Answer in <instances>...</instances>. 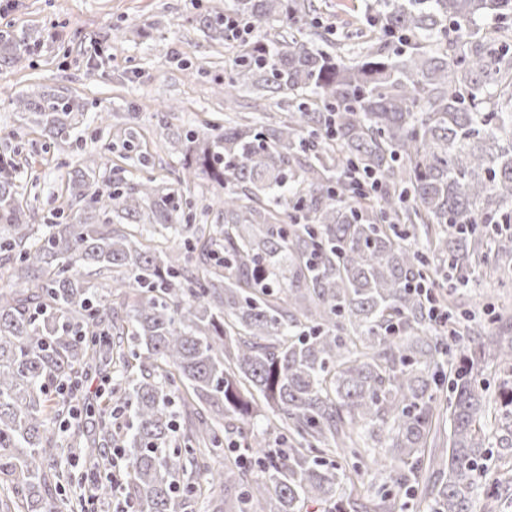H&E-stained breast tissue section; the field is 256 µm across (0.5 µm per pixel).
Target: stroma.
I'll return each instance as SVG.
<instances>
[{
    "label": "stroma",
    "mask_w": 512,
    "mask_h": 512,
    "mask_svg": "<svg viewBox=\"0 0 512 512\" xmlns=\"http://www.w3.org/2000/svg\"><path fill=\"white\" fill-rule=\"evenodd\" d=\"M231 0H0V31L27 48L0 67V156L15 160L38 223L77 221L69 172L89 154L108 157L105 184L128 189L142 177L174 178L180 157L169 130L205 131L224 122L216 93L232 65V48L212 40L198 18ZM67 88L86 120L61 146L23 125L16 95ZM461 309L490 321L512 312V292L478 274L458 294Z\"/></svg>",
    "instance_id": "obj_1"
}]
</instances>
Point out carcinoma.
Segmentation results:
<instances>
[{
  "label": "carcinoma",
  "instance_id": "cac0c4a2",
  "mask_svg": "<svg viewBox=\"0 0 512 512\" xmlns=\"http://www.w3.org/2000/svg\"><path fill=\"white\" fill-rule=\"evenodd\" d=\"M378 2L333 55L312 40L325 38L314 0H235L260 37L220 91L286 95L288 111L171 133L172 183L100 188L107 162L88 156L69 178L88 200L76 224L38 233L14 161L0 162V261L14 279L0 290V512L83 507L50 493L52 424L103 351L113 407L98 410L99 439L75 443L103 467L109 446L123 451L131 512H187L218 490L224 512H396L385 494L342 492L364 466L423 486L427 512H474L482 496L495 512L509 497L512 316L490 327L450 311L448 336L412 283L451 296L490 259L512 262V0ZM200 23L225 38L224 12ZM21 59L0 33V66ZM14 104L57 144L83 115L52 91ZM365 173L380 180L373 197ZM199 179L224 195L198 205ZM215 207L224 223H196ZM264 421L273 434H255ZM214 457L224 466L200 473Z\"/></svg>",
  "mask_w": 512,
  "mask_h": 512
}]
</instances>
